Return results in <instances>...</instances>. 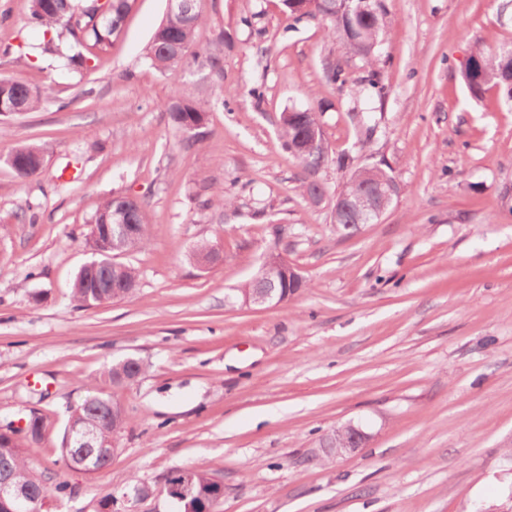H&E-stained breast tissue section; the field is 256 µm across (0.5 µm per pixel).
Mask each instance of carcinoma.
Here are the masks:
<instances>
[{
	"mask_svg": "<svg viewBox=\"0 0 512 512\" xmlns=\"http://www.w3.org/2000/svg\"><path fill=\"white\" fill-rule=\"evenodd\" d=\"M29 20L42 29L46 49L57 56L56 70L77 72L87 75L94 72L103 54L112 46L122 32L125 20L132 10L134 0H106L103 4L107 12L106 20L93 22L97 12L96 0H29ZM288 18L298 20L303 16L318 17L324 22L327 37H339L353 53L364 58L376 56V48L384 35V14L380 0H369L366 9L349 13L341 9L340 0H282ZM206 17L202 0H194L193 8L187 16L165 15L146 46L143 58L160 72H173L184 66L196 63L216 75L223 73L224 34L204 49H196V37L205 25ZM465 87L475 98L482 96L486 87L492 85L503 90L506 99L512 101V54L505 50H487L477 46L462 70ZM0 97L15 101L20 111L30 112L39 108L44 101L40 88L11 81L0 83ZM166 111L172 125L179 132L200 121L207 120L206 104L176 93L167 104ZM282 138L288 150L300 161L311 177L306 185V194L313 197L323 192L317 173L325 162L327 150L323 138L321 113L310 109L290 110L282 116ZM11 156L14 165L11 169L20 179L36 174L41 168L44 154L36 144L15 147ZM393 179L386 170L376 165L358 167L350 175L345 188L338 198L347 200L364 189H377L378 180ZM123 197L106 199L92 218L97 223L100 218L123 205ZM126 219L130 224L140 226L138 234L122 244L123 252H133L145 247L149 242L148 219L145 207L133 200L127 204ZM110 280L116 285H127L130 292L138 286V272L129 265H110L89 276L79 270L72 284V298L81 306H100L114 300V291L109 288H96V280ZM257 288H273L276 302L287 300L285 286L270 280L263 272H258L242 286L244 291ZM145 372V364L136 359L121 361L106 368L99 376L86 384V395L76 406L68 407V416L61 446L60 461L72 471L80 467L81 449L74 447L69 433L82 428L87 422L97 425L100 440H110L125 429L127 416L122 405L112 399L107 392L109 386H123L137 380ZM0 464L7 468L12 480L31 489L32 503L27 512H44L50 501L62 502L75 494V489L65 482H53L47 472L37 471L30 463L24 446L13 438L10 431H0ZM165 483V496L183 507V512H214L215 506L224 496V486L208 472L196 468H172L161 477ZM158 492L156 483L136 480L125 493L130 500H146ZM99 512H120L128 507L122 494L109 492L99 503Z\"/></svg>",
	"mask_w": 512,
	"mask_h": 512,
	"instance_id": "carcinoma-1",
	"label": "carcinoma"
}]
</instances>
